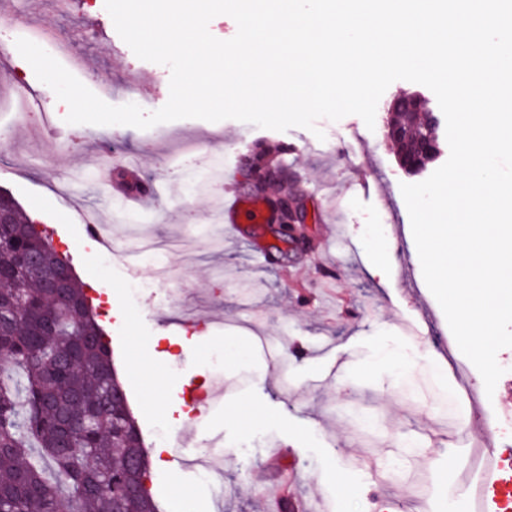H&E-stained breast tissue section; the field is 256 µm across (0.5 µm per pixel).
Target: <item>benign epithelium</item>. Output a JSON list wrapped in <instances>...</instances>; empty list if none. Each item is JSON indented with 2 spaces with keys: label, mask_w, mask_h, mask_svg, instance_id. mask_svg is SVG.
<instances>
[{
  "label": "benign epithelium",
  "mask_w": 512,
  "mask_h": 512,
  "mask_svg": "<svg viewBox=\"0 0 512 512\" xmlns=\"http://www.w3.org/2000/svg\"><path fill=\"white\" fill-rule=\"evenodd\" d=\"M423 111L424 104L415 95L410 97L406 109L400 110L392 105L387 111L386 137L397 146V162L407 173L423 170L439 151L437 136L431 122H425L424 131H418L419 119L416 115ZM246 180L256 190L263 189L271 181H277L282 185L281 192L268 201L272 223L280 224L287 229L292 224L306 222V212L301 199L287 187L286 171L275 170L255 159L247 169ZM17 207L15 198L9 192L0 189V224L10 223L12 213Z\"/></svg>",
  "instance_id": "7a95c632"
}]
</instances>
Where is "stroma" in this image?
Here are the masks:
<instances>
[{"label":"stroma","instance_id":"35a3bbf8","mask_svg":"<svg viewBox=\"0 0 512 512\" xmlns=\"http://www.w3.org/2000/svg\"><path fill=\"white\" fill-rule=\"evenodd\" d=\"M13 11L25 24L0 31V189L69 256L117 365L155 337L178 339L158 359L171 399L138 418L146 448L155 447L157 428L185 420L180 393L224 381L193 446L162 455L167 463L199 456L220 434L224 445L215 454L223 464L205 478L196 466L182 470L181 488L161 498V512H259L261 502L281 494L293 501L318 496L329 512H456L463 496L456 477L466 458L461 437L474 431V416L438 344L450 329L416 263L400 191L411 177L398 167L382 124L370 129L355 115L322 118L321 140L304 128L280 132L233 119H183L147 130L72 125L16 39L57 29L71 43L58 57L68 71L105 102L148 112L168 100L169 68L136 57L95 0H74L66 17L48 0H13ZM76 29L96 37L71 42ZM78 58L86 68L75 66ZM14 73L49 112L51 132L32 123L17 133ZM137 81L153 85V95L139 94ZM235 139L284 159L311 213L287 255L272 249L263 224L225 235L216 203L191 187L197 160L213 155L244 177V157L224 149ZM188 140L198 143V159L182 158ZM287 142L298 153H284ZM103 157L135 166L161 194L113 218V197L98 177ZM88 211L108 224L118 248L136 227L183 241L169 256L175 297L155 286L131 301V285L151 272L142 263L105 261L85 235ZM383 247L396 264L378 274ZM408 260L415 266L403 280L395 267ZM228 343L236 351L229 359ZM285 472L294 475L287 489Z\"/></svg>","mask_w":512,"mask_h":512}]
</instances>
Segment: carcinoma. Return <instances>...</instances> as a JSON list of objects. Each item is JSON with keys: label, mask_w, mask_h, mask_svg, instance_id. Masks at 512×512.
<instances>
[{"label": "carcinoma", "mask_w": 512, "mask_h": 512, "mask_svg": "<svg viewBox=\"0 0 512 512\" xmlns=\"http://www.w3.org/2000/svg\"><path fill=\"white\" fill-rule=\"evenodd\" d=\"M50 247L15 211L0 230V507L5 512H159L127 399L112 396V346L75 280L52 295L56 267L28 256Z\"/></svg>", "instance_id": "1"}]
</instances>
